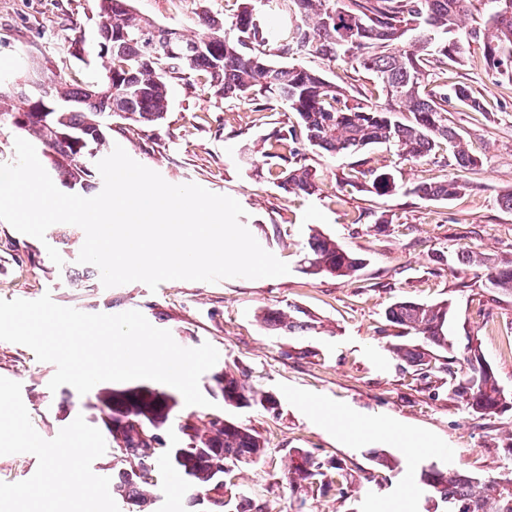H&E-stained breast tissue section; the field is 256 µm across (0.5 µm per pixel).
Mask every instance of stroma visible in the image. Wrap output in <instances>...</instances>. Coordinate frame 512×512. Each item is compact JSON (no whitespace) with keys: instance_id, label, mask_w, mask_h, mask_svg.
<instances>
[{"instance_id":"obj_1","label":"stroma","mask_w":512,"mask_h":512,"mask_svg":"<svg viewBox=\"0 0 512 512\" xmlns=\"http://www.w3.org/2000/svg\"><path fill=\"white\" fill-rule=\"evenodd\" d=\"M135 11L158 24L190 35L209 13L231 22L239 0H131ZM98 0H0V72L22 73L28 58L44 65L46 84L85 80L98 68ZM82 39L84 60L69 46ZM304 65L323 70L351 94L382 101L368 74L340 66L327 69L314 57ZM452 82L470 85L485 112H449L480 167L458 173L453 157L416 162L400 159L396 148L330 155L304 148L306 165L316 169L322 190L313 195L284 189L259 158L244 159L246 148L279 128L297 124L296 113L214 97L197 77L172 82L165 119L152 126L113 120L112 143L171 184L195 183L236 199L243 219L267 251L288 264L275 278L224 279L216 283L166 281L157 290L141 282L104 287L77 258L85 240L77 226L56 224L44 239L16 231L0 220V299L35 300L51 295L58 305L86 313L140 311L155 327L169 330L183 347L210 343L220 353L218 368L230 370L252 391L275 397L276 411L252 406L230 410L236 421L265 441L260 464L237 465L230 479L237 491L265 512H421L423 484L405 488L411 473L434 463L484 478L512 472V410L477 416L448 391V376L420 374L390 351L400 330L385 318L395 302L448 301V334L456 351L477 339L500 384L512 391V293L490 292L479 269L462 265L469 250L512 263V210L496 198L512 190V92L485 70L480 45L466 63L448 70ZM393 167L403 182H437L460 175L467 184L457 199L442 203L398 193L378 197L349 187L339 178L360 162ZM319 231L366 261L354 278L303 271V247ZM55 248L64 260L48 256ZM291 305L308 310L313 329L296 335L266 329L263 309ZM54 364L38 361L21 344L0 341V394L22 409L27 438L0 433V512H207L172 469L163 470L160 489L124 508L112 493L99 492L97 477L117 479L123 466L112 441L86 407L83 396L64 385L50 390ZM351 409L365 420L387 419L434 442L408 455L397 441L361 436L349 442L343 421L318 424L313 410ZM86 437L82 451L57 466L80 487L67 490L45 479L46 451L66 444L74 433ZM40 451H31L32 441ZM310 451L333 478L306 490L295 510L285 473L288 451ZM387 454L397 468L377 465Z\"/></svg>"}]
</instances>
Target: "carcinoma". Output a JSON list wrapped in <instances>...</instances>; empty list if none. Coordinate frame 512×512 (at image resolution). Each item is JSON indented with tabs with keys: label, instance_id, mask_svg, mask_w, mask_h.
<instances>
[{
	"label": "carcinoma",
	"instance_id": "cac0c4a2",
	"mask_svg": "<svg viewBox=\"0 0 512 512\" xmlns=\"http://www.w3.org/2000/svg\"><path fill=\"white\" fill-rule=\"evenodd\" d=\"M130 0H99L97 58L100 70L87 81L61 82L42 87V101H27L26 80L4 76L0 91V119L39 144L48 169L71 191L97 189L91 160L107 139L109 112L140 126L153 125L168 109L170 85L187 74L207 79L215 96L250 104L263 112L276 103L299 117V128L280 130L263 140L258 150L263 164L275 170L283 188L314 195L317 172L300 163V144L331 154L393 144L408 160L451 152L459 171L476 169L481 161L462 146V136L448 124L449 108L471 112L486 108L465 84L429 80L430 72L461 64L471 45H483L489 70L512 85V0H491L493 10L484 26L463 28L465 0H244L230 24L206 13L200 16L203 33L188 37L136 16ZM315 56L328 66L369 73L385 93L372 103L347 95L313 68L290 59ZM282 59L277 63L271 60ZM342 185L362 186L377 196L399 190L391 171L355 169ZM464 189L456 177L438 183L415 184L406 193L434 201L454 200ZM462 261L481 269L487 287L512 292V266L461 252ZM311 275L351 278L364 259L321 234L309 237L303 258ZM450 303L434 305L398 301L385 317L414 342L393 345V352L422 370L448 373V390L474 414L490 415L512 405V396L485 363L481 345L464 349L467 371L459 376L454 342L448 336ZM264 325L290 334L314 328V319L296 305L288 311L264 310ZM213 387L224 404L235 408L259 405L276 410L277 402L251 392L234 374L217 370ZM99 416L121 461L129 469L112 484L113 493L136 504L159 484L160 468L180 474L198 495L213 496L210 512H252L251 500L226 496L229 465L255 464L265 455V441L251 428L229 418L224 430L211 433L175 420L180 402L163 387L136 385L101 392ZM325 473L311 453L293 449L288 457V485L300 490L322 480ZM430 508L425 512H512V477L485 479L431 463L422 469Z\"/></svg>",
	"mask_w": 512,
	"mask_h": 512
}]
</instances>
